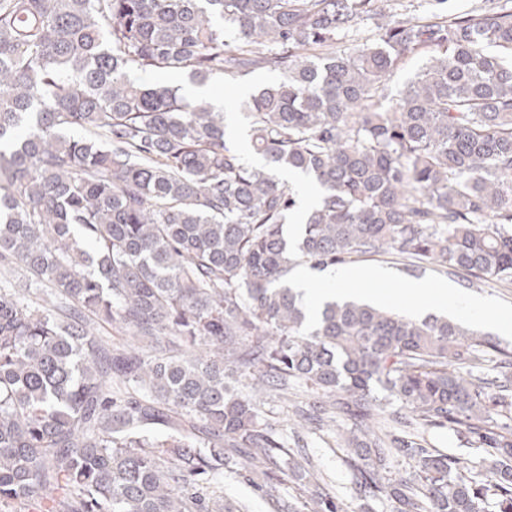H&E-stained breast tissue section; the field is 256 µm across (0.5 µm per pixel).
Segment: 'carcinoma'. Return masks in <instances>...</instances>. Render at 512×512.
Wrapping results in <instances>:
<instances>
[{"instance_id":"cac0c4a2","label":"carcinoma","mask_w":512,"mask_h":512,"mask_svg":"<svg viewBox=\"0 0 512 512\" xmlns=\"http://www.w3.org/2000/svg\"><path fill=\"white\" fill-rule=\"evenodd\" d=\"M446 3L0 0V265L71 303L0 284V506L247 512L213 500L228 472L277 512H348L270 418L292 396L309 424L353 417L335 439L360 512H512V350L356 299L312 318L289 284L387 253L512 283V6ZM364 15L384 22L336 51ZM257 69L277 73L246 102L261 165L208 101L130 78ZM280 171L317 188L294 241ZM395 404L481 464L391 429ZM424 58L415 56L410 58L404 66L394 71L389 80V98L400 91L405 83L414 76L424 64Z\"/></svg>"}]
</instances>
